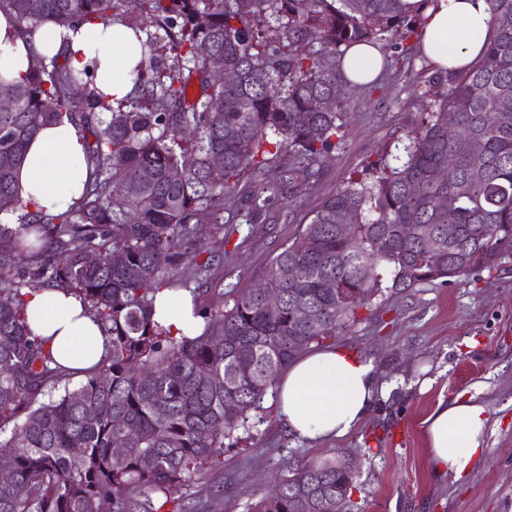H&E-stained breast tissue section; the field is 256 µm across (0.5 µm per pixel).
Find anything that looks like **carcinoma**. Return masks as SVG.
<instances>
[{
  "instance_id": "obj_1",
  "label": "carcinoma",
  "mask_w": 512,
  "mask_h": 512,
  "mask_svg": "<svg viewBox=\"0 0 512 512\" xmlns=\"http://www.w3.org/2000/svg\"><path fill=\"white\" fill-rule=\"evenodd\" d=\"M490 2L484 55L413 78L425 117L399 153L351 174L229 306L209 287L227 246L239 247L226 199L262 224L276 198L291 204L312 188L340 139L345 50L387 38L397 49L420 20L402 0H140L146 27L119 0H0L24 41L45 23L119 20L140 52L135 94L116 107L94 67L64 54L17 80L0 75L11 102L0 111V214H19L0 224L10 243L0 251V447L13 462L0 512H194L191 487L223 464L224 439L261 418L297 356L336 340L379 296L491 274L512 256V0ZM215 58L237 82L214 80ZM317 99L333 105L315 109ZM64 118L81 135L89 181L68 210L31 212L19 183L26 148ZM295 267L307 276L289 280ZM45 287L77 294L109 336L73 389L26 321V297ZM163 288L192 294L198 335L152 321ZM268 292L280 296L275 311ZM356 483L344 457L290 462L249 512H351Z\"/></svg>"
}]
</instances>
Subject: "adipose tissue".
<instances>
[{
    "label": "adipose tissue",
    "mask_w": 512,
    "mask_h": 512,
    "mask_svg": "<svg viewBox=\"0 0 512 512\" xmlns=\"http://www.w3.org/2000/svg\"><path fill=\"white\" fill-rule=\"evenodd\" d=\"M421 5L425 19L420 49L444 69H460L481 56L492 35L488 0H405ZM66 52L75 68L97 60L95 85L111 105L127 99L140 60L131 30L118 22L85 21L66 30L47 23L33 46L17 37L14 22L0 12V75L25 74L35 58ZM88 169L80 135L63 122L42 129L26 150L20 172L22 197L30 210L55 214L83 193ZM27 323L62 366L82 371L94 366L108 341L100 324L75 295L57 288L29 293ZM152 320L175 333L194 336L202 322L183 289L164 288L155 295ZM278 414L291 434L311 440L341 438L366 418L385 388L371 362L341 347L318 349L296 358L275 383ZM488 416L474 397L458 395L439 402L423 421L429 457L438 473L467 474L485 446Z\"/></svg>",
    "instance_id": "ef3b65f1"
}]
</instances>
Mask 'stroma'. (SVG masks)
Returning <instances> with one entry per match:
<instances>
[{
    "mask_svg": "<svg viewBox=\"0 0 512 512\" xmlns=\"http://www.w3.org/2000/svg\"><path fill=\"white\" fill-rule=\"evenodd\" d=\"M341 140L321 180L295 205L279 201L264 224L241 227L244 241L224 258L217 285L253 287L353 171L394 152L421 120L407 77L385 74L379 88L344 85ZM370 360L387 387L360 426L342 438L305 441L288 433L273 397L263 419L224 443V465L193 488L199 512H247L291 460L344 451L358 461V512H512V260L496 277L473 272L373 300L336 338ZM474 395L489 427L481 460L461 481L436 474L421 429L439 401Z\"/></svg>",
    "mask_w": 512,
    "mask_h": 512,
    "instance_id": "1",
    "label": "stroma"
}]
</instances>
